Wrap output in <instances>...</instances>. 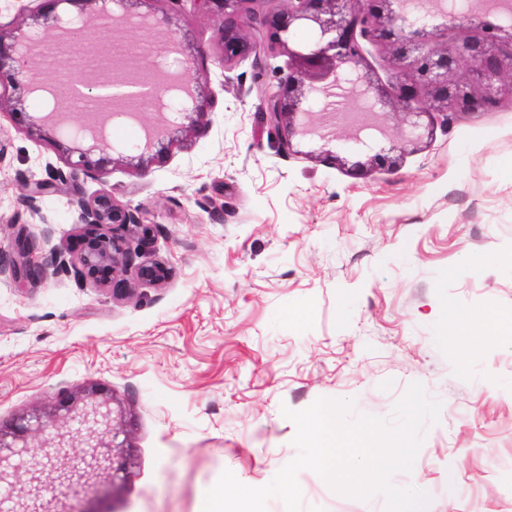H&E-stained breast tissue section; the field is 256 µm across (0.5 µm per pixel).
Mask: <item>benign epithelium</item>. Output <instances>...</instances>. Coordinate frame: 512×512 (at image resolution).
Masks as SVG:
<instances>
[{
  "label": "benign epithelium",
  "instance_id": "benign-epithelium-1",
  "mask_svg": "<svg viewBox=\"0 0 512 512\" xmlns=\"http://www.w3.org/2000/svg\"><path fill=\"white\" fill-rule=\"evenodd\" d=\"M208 10L224 16L221 36L224 65L230 66L253 50L243 33L249 26L261 35L267 57L288 58V80L278 90L266 93V112L281 147L289 148L293 135L291 117L308 114L321 99L343 89L364 101L375 113L382 111L390 99L402 104L409 116L436 115L448 122V108L468 111L492 107L508 94L512 96V23L507 26L482 24L477 33L466 35L450 50L435 45L436 29L428 13L418 9L397 12L396 0H286L288 7L262 16L247 10L250 0H193ZM304 22L317 32L316 40L304 48L290 44L291 29ZM57 27L67 42L78 41L83 25L73 18H57ZM390 51L401 73V81L391 88L373 81L368 72L360 71L366 58L361 40ZM14 52L18 60L45 53L43 37L34 33L21 43H7L0 32V59ZM475 68L466 73L463 61ZM24 79L27 87L39 88L37 72L22 67L13 73L0 69V83ZM135 87L137 91L103 95L102 88ZM77 94L91 101L109 98L141 101L153 97L151 84L122 76L108 82L81 80ZM109 162L105 155L96 160L81 152L70 161L73 170L90 171ZM67 181L62 173L29 187L35 198ZM80 221L84 224L76 255L68 260L53 248L38 259L36 238L21 230L9 258L0 260V276L10 274L19 282L37 283L49 268L71 267L85 282L122 294L131 280L158 284L168 276L167 268L158 264L132 266L133 253L118 230L141 224L138 211L114 203L106 193L74 198ZM59 420L50 423L41 409L35 408L15 422L0 425V512H59L57 498L45 497L52 485L63 497L84 486L93 476H117L122 466L114 463L123 458L128 431L122 409L113 397L91 387L78 404L71 395H63L55 406ZM54 435L45 443L51 451L44 453L23 479L19 472L24 457L34 442L44 439L48 430ZM78 442L81 452L70 455L68 449Z\"/></svg>",
  "mask_w": 512,
  "mask_h": 512
}]
</instances>
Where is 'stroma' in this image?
Returning a JSON list of instances; mask_svg holds the SVG:
<instances>
[{
	"instance_id": "obj_1",
	"label": "stroma",
	"mask_w": 512,
	"mask_h": 512,
	"mask_svg": "<svg viewBox=\"0 0 512 512\" xmlns=\"http://www.w3.org/2000/svg\"><path fill=\"white\" fill-rule=\"evenodd\" d=\"M181 41L197 111L146 143L155 107L104 114L105 139L79 133L90 104L46 121L55 93L85 74L80 45L33 60L44 91L0 86V253L19 230L66 249L82 230L74 190L109 193L139 211L125 231L142 261L169 277L121 298L73 275L0 279V422L87 386L125 411L129 448L115 481H94L62 512H203L223 471L262 487L297 454L293 422L320 398L351 401L348 421L390 417L410 384L440 400L413 469L395 486L431 497L428 512H512V340L450 349L449 310L481 328L512 313V101L449 114L415 137L398 101L370 114L346 102L299 114L282 151L262 88L288 77L286 57L223 61L222 15L192 0H124ZM42 0H0V31L52 38ZM159 82L180 71L153 37H123ZM42 118L40 133L17 111ZM383 163L351 174L354 137ZM108 154L102 169L38 198L27 186L67 171L70 152ZM302 512H385L300 471Z\"/></svg>"
}]
</instances>
